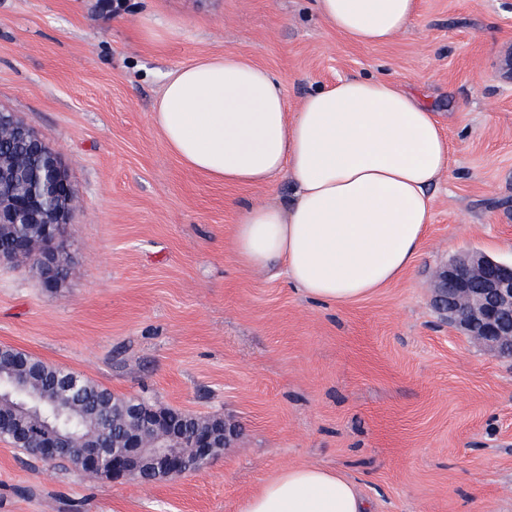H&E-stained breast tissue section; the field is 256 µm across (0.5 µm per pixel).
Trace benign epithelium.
I'll return each mask as SVG.
<instances>
[{
    "label": "benign epithelium",
    "instance_id": "7a95c632",
    "mask_svg": "<svg viewBox=\"0 0 512 512\" xmlns=\"http://www.w3.org/2000/svg\"><path fill=\"white\" fill-rule=\"evenodd\" d=\"M0 136L32 142L34 156L18 155L0 162V225L35 224L38 238L11 239L0 247V257L12 262L35 261L47 288L66 273V233L77 202L57 151L28 125L0 114ZM433 302L448 324L475 340L495 358L512 356V264L495 262L482 252H469L435 274ZM189 430L181 427L166 408L137 400L118 424L108 446L85 437L76 440L55 432L46 421L32 427L17 420L11 441L36 439L46 460L61 458L77 448L73 465L91 476L107 474L114 481L138 480L145 484L174 481L203 468L218 453L232 447L235 424L219 416L201 418L191 413Z\"/></svg>",
    "mask_w": 512,
    "mask_h": 512
}]
</instances>
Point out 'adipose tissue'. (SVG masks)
<instances>
[{
  "instance_id": "1",
  "label": "adipose tissue",
  "mask_w": 512,
  "mask_h": 512,
  "mask_svg": "<svg viewBox=\"0 0 512 512\" xmlns=\"http://www.w3.org/2000/svg\"><path fill=\"white\" fill-rule=\"evenodd\" d=\"M321 19L360 44L404 32L418 0H315ZM168 149L210 179L272 185L288 205H255L233 226L240 263L284 267L304 296L346 304L399 281L432 218L430 190L448 168L431 108L391 81L353 76L288 112L281 80L227 52L172 71L154 108ZM239 512H369L347 477L318 465L285 469Z\"/></svg>"
}]
</instances>
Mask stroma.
I'll return each instance as SVG.
<instances>
[{
  "mask_svg": "<svg viewBox=\"0 0 512 512\" xmlns=\"http://www.w3.org/2000/svg\"><path fill=\"white\" fill-rule=\"evenodd\" d=\"M233 52L276 74L289 111L352 76L431 106L449 165L402 280L346 305L284 269L241 266L242 206L166 147L167 75ZM0 109L57 150L78 191L61 287L0 263L7 345L158 407L222 416L232 448L174 482L90 478L0 440V512H237L290 466L352 479L371 512H512V359L460 335L433 272L479 251L512 262V0H419L408 29L361 45L314 0H0Z\"/></svg>",
  "mask_w": 512,
  "mask_h": 512,
  "instance_id": "stroma-1",
  "label": "stroma"
}]
</instances>
